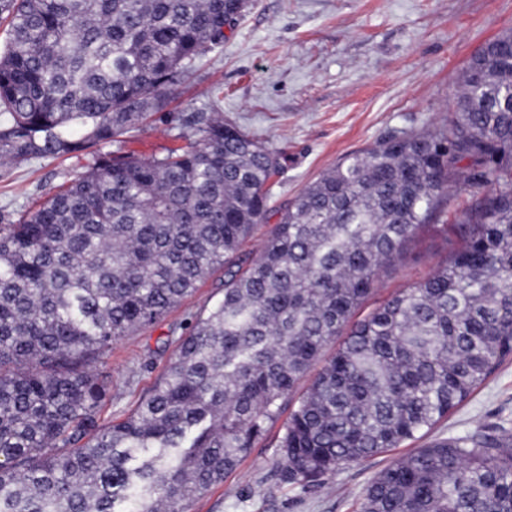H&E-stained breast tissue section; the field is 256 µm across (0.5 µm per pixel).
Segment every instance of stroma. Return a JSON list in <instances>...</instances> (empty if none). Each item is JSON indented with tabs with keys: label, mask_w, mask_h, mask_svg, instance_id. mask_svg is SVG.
<instances>
[{
	"label": "stroma",
	"mask_w": 512,
	"mask_h": 512,
	"mask_svg": "<svg viewBox=\"0 0 512 512\" xmlns=\"http://www.w3.org/2000/svg\"><path fill=\"white\" fill-rule=\"evenodd\" d=\"M512 30V0H247L224 27V43L206 53L167 94L161 116L125 138L122 150L147 158L182 141L168 126L208 105L282 156L264 224L242 246L258 257L281 210L345 156L412 132L441 127L469 60ZM86 158L0 165V224L83 172ZM448 254L444 233L425 230L405 257L384 268L371 296L380 301L428 276ZM224 294L216 269L180 305L150 327L115 341L96 370L112 386L102 422L122 418L155 385L168 363L166 338ZM512 421V357L434 429L448 438ZM281 423L271 425L237 468L194 500L189 512H354L356 498L396 448L296 489L273 473Z\"/></svg>",
	"instance_id": "1"
}]
</instances>
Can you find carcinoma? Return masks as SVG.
<instances>
[{
  "mask_svg": "<svg viewBox=\"0 0 512 512\" xmlns=\"http://www.w3.org/2000/svg\"><path fill=\"white\" fill-rule=\"evenodd\" d=\"M244 7L0 0V164L91 156L0 225V512H187L287 404L274 470L304 488L423 438L512 356V58L496 56L512 31L469 62L448 126L348 155L255 260L240 249L280 165L224 121L221 91L181 113L184 146L100 152L166 107ZM487 183L440 225L449 258L365 309L443 196ZM221 266L222 299L174 338L153 389L100 423L109 388L90 363ZM355 512H512V424L391 461Z\"/></svg>",
  "mask_w": 512,
  "mask_h": 512,
  "instance_id": "obj_1",
  "label": "carcinoma"
}]
</instances>
